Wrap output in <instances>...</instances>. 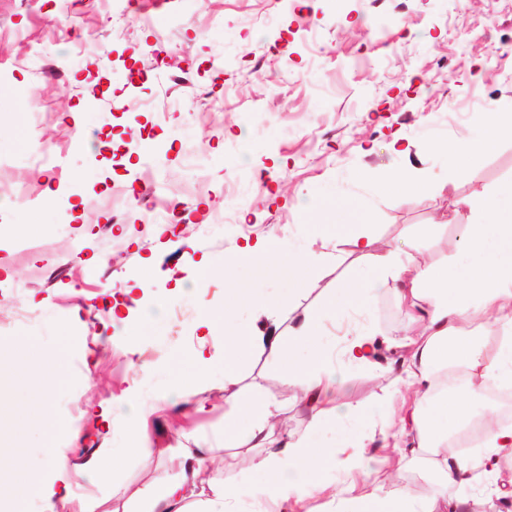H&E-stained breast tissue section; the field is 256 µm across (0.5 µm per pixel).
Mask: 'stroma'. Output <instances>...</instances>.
Wrapping results in <instances>:
<instances>
[{
	"instance_id": "35a3bbf8",
	"label": "stroma",
	"mask_w": 512,
	"mask_h": 512,
	"mask_svg": "<svg viewBox=\"0 0 512 512\" xmlns=\"http://www.w3.org/2000/svg\"><path fill=\"white\" fill-rule=\"evenodd\" d=\"M407 4L402 24L397 0L380 9L373 0H0V445L22 461L0 462V477L19 490L14 512H80L91 497L96 512H133L146 489L178 477L184 455L223 445L227 401L255 387L282 406L274 444L308 431L289 358L255 350L237 377L224 376L225 336L269 319L238 290L274 294L281 330L316 311L328 331L327 293L361 262L343 240L296 294L284 257L237 266L225 285L224 258L245 242L335 238L357 203L376 250L443 263L456 224L476 220L465 199L512 192L511 128L474 161L446 160L477 115L512 108V0H468L463 12L455 0ZM182 71L189 82L175 84ZM31 87L44 111H31ZM362 168L428 170L436 183L405 197L358 180ZM19 179L23 206L8 199ZM145 180L158 200L182 202L179 223L150 222L133 201L125 223H113L114 189L133 197ZM72 254L76 263L55 273ZM203 260L212 277L198 276ZM144 270L154 275L145 290ZM108 285L119 309L89 318ZM159 295L161 316L145 320L142 306ZM368 318L374 363L342 365L336 398L370 402L379 430L394 359L412 354L423 328L387 293ZM201 345L211 366L194 400L174 394L151 412L161 387L192 382ZM131 393L148 412L153 455L97 477L79 472L102 449L130 447L122 401ZM370 452L386 482L415 499L437 496L440 477L419 460L389 442ZM262 454L225 448L199 477L204 497L227 480L255 492L241 512H340L332 460L322 463L325 491L280 502L252 469ZM59 464L72 472L65 496L50 490Z\"/></svg>"
}]
</instances>
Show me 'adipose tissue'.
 <instances>
[{"label":"adipose tissue","mask_w":512,"mask_h":512,"mask_svg":"<svg viewBox=\"0 0 512 512\" xmlns=\"http://www.w3.org/2000/svg\"><path fill=\"white\" fill-rule=\"evenodd\" d=\"M477 203L484 221L458 224L455 263L450 268L421 267L393 253L374 252L367 225H348L347 236L354 252L364 258L365 270L338 284L329 295L337 311H365L384 290L406 307L411 319L424 321L425 336L395 377L399 388L414 398L385 404L384 420L396 427L397 438H411V454L427 456L442 482L461 485L480 481L489 461L512 457V429L501 428L493 417L483 420L476 454L448 457L443 453L449 421L460 424L471 417V392L490 383L512 385V223L503 218L506 202L501 195L482 193ZM480 319L488 327L487 335L464 331L465 323ZM316 326V314L308 312L285 337L256 325L245 335L225 337L224 373L228 376L234 373L238 356L257 347L273 356L287 347L311 351L308 359L288 362V374L298 380L301 401L311 413L309 431L280 447H270L275 405L255 394L230 402L225 438L263 449L256 467L265 476L267 493L281 500L317 494L319 463L328 454L344 475L363 476L366 500L386 503L388 512H440L438 499L416 501L399 487L380 489L376 460L369 452L375 434L362 426L368 406L360 404L345 412L334 398L337 361L371 365L376 340L372 329L349 326L330 341L317 334ZM241 416L249 420L243 430L236 425ZM215 456L212 448L187 456L181 479L151 488L139 512H186V504L198 495L199 472Z\"/></svg>","instance_id":"adipose-tissue-1"}]
</instances>
